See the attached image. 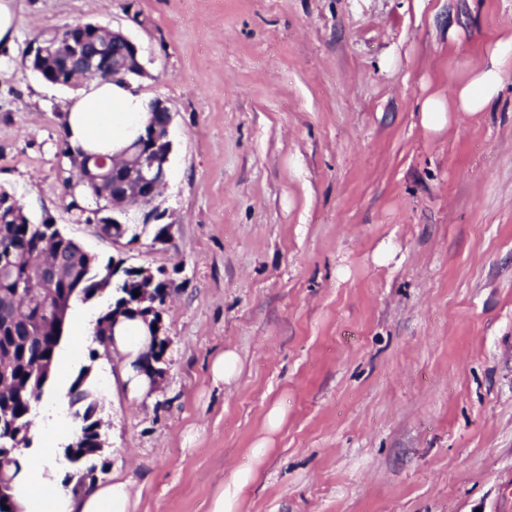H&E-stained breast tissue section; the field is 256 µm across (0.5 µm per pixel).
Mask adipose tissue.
<instances>
[{
    "label": "adipose tissue",
    "mask_w": 512,
    "mask_h": 512,
    "mask_svg": "<svg viewBox=\"0 0 512 512\" xmlns=\"http://www.w3.org/2000/svg\"><path fill=\"white\" fill-rule=\"evenodd\" d=\"M512 69V36L499 38L456 88L447 105L427 101L422 123L442 128L451 113L474 116L497 95L503 74ZM63 127L73 149L84 153L115 154L126 148L149 120L145 101L125 85L91 80L62 105ZM152 336L140 319L119 318L107 343L121 360L122 380L133 396L150 391L152 379L138 364L150 350ZM21 469L13 480L18 512H130L133 492L130 480H118L94 489H60L40 459L20 455Z\"/></svg>",
    "instance_id": "ef3b65f1"
}]
</instances>
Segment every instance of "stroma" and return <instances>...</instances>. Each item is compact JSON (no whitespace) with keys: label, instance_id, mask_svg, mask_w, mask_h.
<instances>
[{"label":"stroma","instance_id":"obj_1","mask_svg":"<svg viewBox=\"0 0 512 512\" xmlns=\"http://www.w3.org/2000/svg\"><path fill=\"white\" fill-rule=\"evenodd\" d=\"M0 44V189L98 264L164 272V373L142 397L75 302L28 455L58 481L131 479V512H512V71L483 112L433 131L498 38L512 0H12ZM95 23L143 51L167 101L169 227L115 244L70 208V90L25 57L41 33ZM235 351L233 381L211 366ZM106 441L97 470L51 441L46 410L82 368ZM263 456H254L256 446ZM12 0L0 2V42L11 45L16 30V16L11 4ZM252 478L248 471L236 469L230 472L224 479L223 488L213 501L211 512H236L239 496Z\"/></svg>","mask_w":512,"mask_h":512}]
</instances>
